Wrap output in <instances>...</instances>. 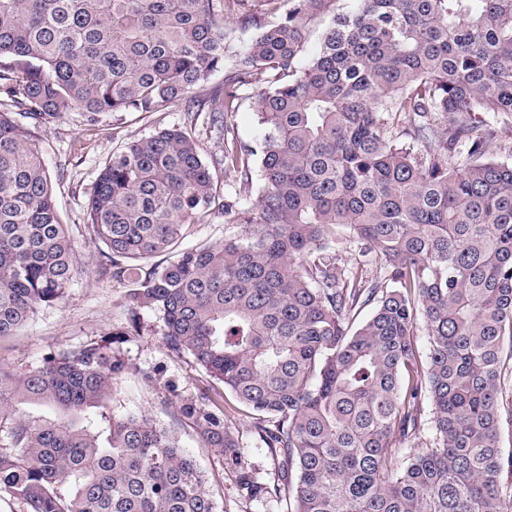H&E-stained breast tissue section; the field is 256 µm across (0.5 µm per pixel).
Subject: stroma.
Masks as SVG:
<instances>
[{
  "mask_svg": "<svg viewBox=\"0 0 512 512\" xmlns=\"http://www.w3.org/2000/svg\"><path fill=\"white\" fill-rule=\"evenodd\" d=\"M180 105L147 117L126 112L107 113L95 129H88L74 112L62 113L39 131V146L51 174L62 223L73 239L77 256L74 283L66 298L56 307L41 310L33 321L15 336L0 339V363L35 367L49 350L78 344L103 335L128 319L126 284L99 276L96 271L99 247L83 224L86 193L97 169L123 142L150 135L155 129L181 123ZM140 337L128 343L133 363L144 367L164 363L167 374L184 390L194 391L197 373L186 359L167 357L160 335V324L148 309H141ZM118 404L128 410L149 408L163 422L169 421L167 408L153 388L137 375L127 374L116 394ZM181 443L194 457L208 478V486L224 512H286L285 504L274 501L247 503L235 489L232 476L224 470L217 450L205 447L190 429L180 431Z\"/></svg>",
  "mask_w": 512,
  "mask_h": 512,
  "instance_id": "stroma-1",
  "label": "stroma"
}]
</instances>
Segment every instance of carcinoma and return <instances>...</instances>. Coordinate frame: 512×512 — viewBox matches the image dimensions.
<instances>
[{"label":"carcinoma","instance_id":"carcinoma-1","mask_svg":"<svg viewBox=\"0 0 512 512\" xmlns=\"http://www.w3.org/2000/svg\"><path fill=\"white\" fill-rule=\"evenodd\" d=\"M265 2L258 14L247 0H0V338L73 282L35 131L63 112L94 126L182 103V123L112 152L83 210L98 274L131 284V312H155L167 355L191 358L201 385L187 393L158 367L140 378L220 452L247 502L507 512L512 147L489 124L512 118V0ZM226 15L254 30L235 50ZM248 94L255 146L227 124ZM200 123L216 139L207 158ZM227 173L258 174L257 194L225 188ZM217 210L246 230L180 248ZM140 329L134 316L39 366L0 364V494L23 512H224L174 429L113 406L130 370L121 344ZM226 391L271 476L245 462ZM19 398L57 418L18 413Z\"/></svg>","mask_w":512,"mask_h":512}]
</instances>
